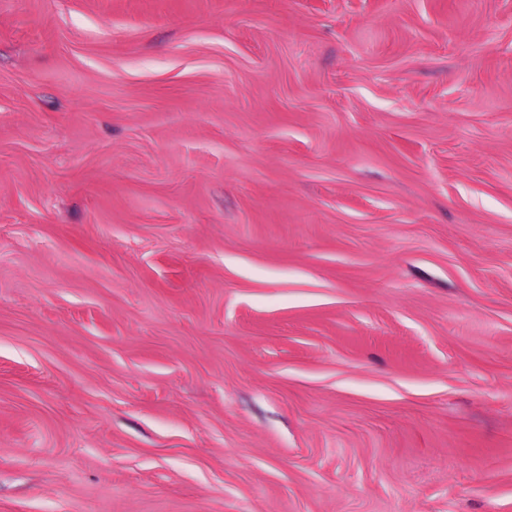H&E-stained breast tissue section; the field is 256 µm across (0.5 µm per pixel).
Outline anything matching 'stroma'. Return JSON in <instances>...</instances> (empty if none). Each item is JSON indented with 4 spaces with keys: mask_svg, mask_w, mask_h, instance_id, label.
<instances>
[{
    "mask_svg": "<svg viewBox=\"0 0 512 512\" xmlns=\"http://www.w3.org/2000/svg\"><path fill=\"white\" fill-rule=\"evenodd\" d=\"M0 512H512V0H0Z\"/></svg>",
    "mask_w": 512,
    "mask_h": 512,
    "instance_id": "1",
    "label": "stroma"
}]
</instances>
